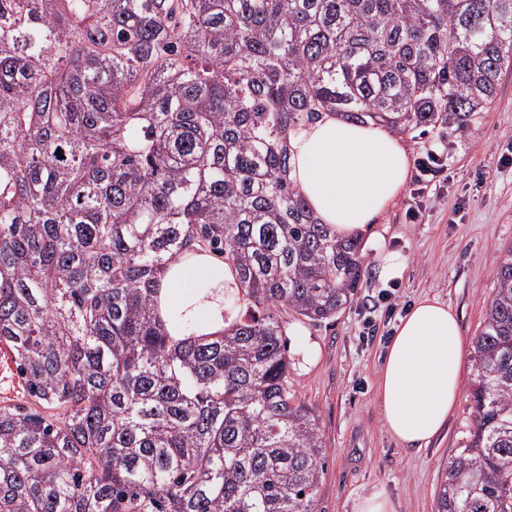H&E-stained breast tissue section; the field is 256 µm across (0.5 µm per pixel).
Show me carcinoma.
<instances>
[{
    "label": "carcinoma",
    "instance_id": "carcinoma-1",
    "mask_svg": "<svg viewBox=\"0 0 512 512\" xmlns=\"http://www.w3.org/2000/svg\"><path fill=\"white\" fill-rule=\"evenodd\" d=\"M512 67V0H0V512H314L318 418L278 311L351 304L289 138L326 113L463 128ZM211 253L247 302L171 335L161 274ZM474 338L473 431L436 512H512V246ZM28 399L29 396L16 365L3 348L0 350V405L26 404Z\"/></svg>",
    "mask_w": 512,
    "mask_h": 512
}]
</instances>
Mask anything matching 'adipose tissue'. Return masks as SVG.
Listing matches in <instances>:
<instances>
[{
  "instance_id": "obj_1",
  "label": "adipose tissue",
  "mask_w": 512,
  "mask_h": 512,
  "mask_svg": "<svg viewBox=\"0 0 512 512\" xmlns=\"http://www.w3.org/2000/svg\"><path fill=\"white\" fill-rule=\"evenodd\" d=\"M292 177L316 216L337 236L363 231L404 189L407 151L387 128L324 115L290 141ZM230 266L208 255L173 263L161 282L178 321L207 333L224 326V291L234 287ZM465 343L458 315L434 296H422L395 329L379 373L384 424L408 448L430 442L460 396Z\"/></svg>"
}]
</instances>
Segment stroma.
Returning a JSON list of instances; mask_svg holds the SVG:
<instances>
[{
	"mask_svg": "<svg viewBox=\"0 0 512 512\" xmlns=\"http://www.w3.org/2000/svg\"><path fill=\"white\" fill-rule=\"evenodd\" d=\"M411 159L429 148L448 150V169L436 183L422 223L406 212L414 200L402 191L362 233V286L336 317L312 323L291 312L287 323L293 364L288 385L319 418L326 450L315 512H353L356 498L381 491L396 512H435L443 464L463 447L472 427L473 364H466L461 396L444 428L424 448H404L387 431L377 397L379 371L394 324L373 313V339L362 336L364 306L391 287L397 316L422 294L439 296L460 318L466 348H473L503 251L512 246V68L503 72L494 103L461 131L442 127L422 137L403 136ZM405 259L396 285L380 274L383 253ZM315 361L303 363L305 354Z\"/></svg>",
	"mask_w": 512,
	"mask_h": 512,
	"instance_id": "35a3bbf8",
	"label": "stroma"
}]
</instances>
